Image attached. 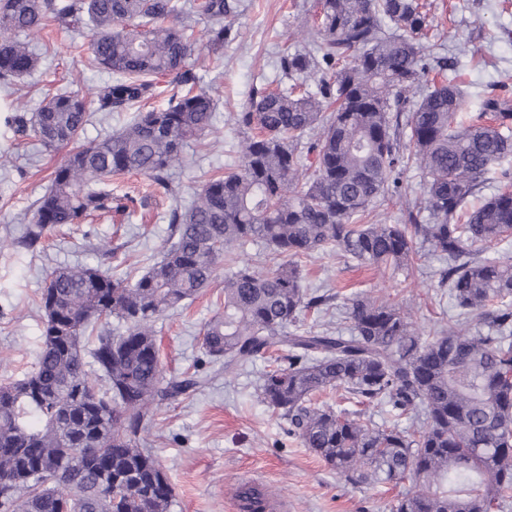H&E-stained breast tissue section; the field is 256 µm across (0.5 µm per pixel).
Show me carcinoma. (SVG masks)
Here are the masks:
<instances>
[{
	"label": "carcinoma",
	"mask_w": 512,
	"mask_h": 512,
	"mask_svg": "<svg viewBox=\"0 0 512 512\" xmlns=\"http://www.w3.org/2000/svg\"><path fill=\"white\" fill-rule=\"evenodd\" d=\"M192 8L206 22L198 37L187 33L178 0H0L1 84L34 71L37 57L21 36L51 19L89 31L88 62L115 76L90 101L57 91L31 118L6 117L19 134L30 129L44 146H64L91 111L123 112L151 98L160 79L173 84L166 107L65 157L13 248L35 250L57 225L125 209L107 188L115 175L136 172L173 194L171 171L217 112L213 94L194 89L191 61L202 45L224 49L232 11L228 0ZM423 8L420 0H320L309 49L283 51L279 87L254 91L236 117L257 131L241 142L240 164L171 210L160 259L134 277L78 265L51 273L38 303L35 365L0 382V512H171L173 488L139 435L152 404L191 395L205 380L163 381L155 322L254 242L278 262L263 271L230 265L224 311L204 329L206 356L228 375L284 348L258 398L351 485L411 482L393 512L501 507L512 491V259L483 252L512 235V191L473 208L469 199L493 167L508 175L512 100L489 93L459 119L468 104L461 75L448 76L443 60L421 63ZM410 164L424 177L428 215L364 223ZM426 247L448 259L441 283L460 309L448 327L423 336L408 311L364 294L347 304V336L295 327L302 311L331 302L304 286L298 259L338 252L394 274ZM110 317L118 327L94 334ZM334 390L420 425L380 424L317 402ZM238 496L246 512H265L273 493L243 487Z\"/></svg>",
	"instance_id": "1"
}]
</instances>
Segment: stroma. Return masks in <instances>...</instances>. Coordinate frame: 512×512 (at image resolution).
I'll return each instance as SVG.
<instances>
[{"mask_svg": "<svg viewBox=\"0 0 512 512\" xmlns=\"http://www.w3.org/2000/svg\"><path fill=\"white\" fill-rule=\"evenodd\" d=\"M231 2L223 51L201 52L193 67L198 86L211 90L218 101L215 127L186 147V162L173 173L175 196L155 192L143 175L121 174L113 177L111 188L115 196L133 197L126 211L57 227L34 252L0 249V380L22 378L35 361L43 330L38 297L51 271L79 264L142 273L169 239L175 204L188 202L194 188L237 163L246 131L235 117L245 111L254 89L278 75L282 51L304 46L318 0ZM428 2L426 52L458 60L472 93L470 109H478L489 92L512 99V0ZM76 38L55 22L31 35L38 66L15 85L0 86V104L29 114L47 92L74 89L94 95L108 75L77 61L71 49ZM69 151L66 145L48 149L34 136H18L0 118V152L5 155L0 165V239L20 232ZM423 204L421 174L411 169L398 189L377 202L370 218L395 224L407 210ZM301 265L306 287L334 297L329 312L302 314L305 326L316 331L347 330L345 300L360 293L383 296L407 309L424 332L447 325L458 314L439 287L447 262L430 252L386 277L338 255L308 257ZM225 273V265H218L208 288L156 323L164 378L196 372L207 379L193 395L152 406L140 435V447L151 450L173 487L172 512H233L232 502L248 478L287 500L288 512H392L406 484H348L260 402L256 389L263 372L276 366L280 349L232 375L205 355L203 327L224 307Z\"/></svg>", "mask_w": 512, "mask_h": 512, "instance_id": "35a3bbf8", "label": "stroma"}]
</instances>
